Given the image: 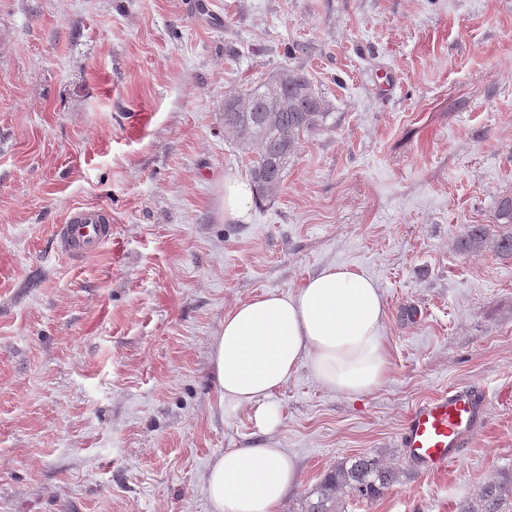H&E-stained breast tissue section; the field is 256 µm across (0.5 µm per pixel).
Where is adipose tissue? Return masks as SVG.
Wrapping results in <instances>:
<instances>
[{
	"mask_svg": "<svg viewBox=\"0 0 512 512\" xmlns=\"http://www.w3.org/2000/svg\"><path fill=\"white\" fill-rule=\"evenodd\" d=\"M386 316L376 282L346 266L310 277L295 294H262L225 313L212 371L225 412L249 411L261 441L210 462L207 494L217 512H278L299 473L292 456L268 443L281 422L275 393L302 367L341 396L381 388L389 370Z\"/></svg>",
	"mask_w": 512,
	"mask_h": 512,
	"instance_id": "1",
	"label": "adipose tissue"
}]
</instances>
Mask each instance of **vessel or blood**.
<instances>
[{
  "mask_svg": "<svg viewBox=\"0 0 512 512\" xmlns=\"http://www.w3.org/2000/svg\"><path fill=\"white\" fill-rule=\"evenodd\" d=\"M111 240L112 220L101 207L72 210L56 231L60 250L77 260L97 254ZM489 403V395L481 386L431 397L412 409L399 445L417 467L429 473L441 472L458 449L478 433Z\"/></svg>",
  "mask_w": 512,
  "mask_h": 512,
  "instance_id": "b4317fda",
  "label": "vessel or blood"
}]
</instances>
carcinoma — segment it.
Instances as JSON below:
<instances>
[{"label":"carcinoma","instance_id":"cac0c4a2","mask_svg":"<svg viewBox=\"0 0 512 512\" xmlns=\"http://www.w3.org/2000/svg\"><path fill=\"white\" fill-rule=\"evenodd\" d=\"M330 107L302 70L282 69L244 93L224 97V134L254 160L263 163L255 183L257 197L282 184L301 137L326 124ZM399 483V472L368 455H357L336 467L312 491L304 512H341L342 498L376 499ZM504 485L487 484L478 501L461 512H500Z\"/></svg>","mask_w":512,"mask_h":512}]
</instances>
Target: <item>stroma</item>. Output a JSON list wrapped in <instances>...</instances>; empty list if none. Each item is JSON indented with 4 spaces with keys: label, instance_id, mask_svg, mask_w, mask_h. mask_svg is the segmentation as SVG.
<instances>
[{
    "label": "stroma",
    "instance_id": "1",
    "mask_svg": "<svg viewBox=\"0 0 512 512\" xmlns=\"http://www.w3.org/2000/svg\"><path fill=\"white\" fill-rule=\"evenodd\" d=\"M303 69L332 112L247 219L224 180L252 157L224 97ZM512 0H0V512H215L212 458L255 439L225 413V313L347 265L382 291L389 375L342 397L300 368L275 395L302 512L345 459L399 482L345 512H512ZM103 207L112 241L59 252ZM472 224L482 247L463 250ZM480 384L482 431L445 472L407 461L412 408ZM498 224H510L509 230L504 232L496 240V251L501 254L512 255V197L507 196L502 199L497 210ZM56 241L76 260L97 254L112 241L110 215L102 207L76 208L57 226ZM504 492V485L493 481L483 488L476 503L466 505L461 512H500Z\"/></svg>",
    "mask_w": 512,
    "mask_h": 512
}]
</instances>
